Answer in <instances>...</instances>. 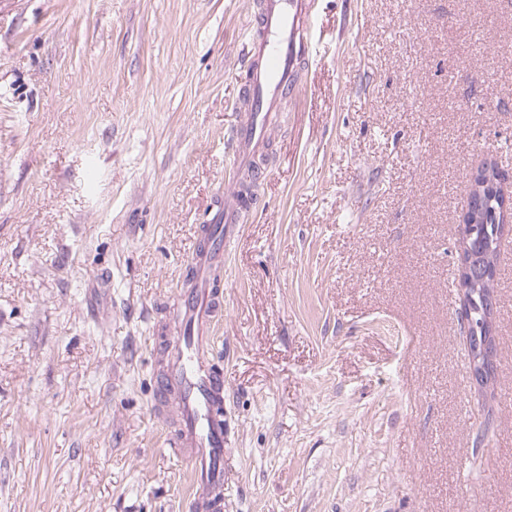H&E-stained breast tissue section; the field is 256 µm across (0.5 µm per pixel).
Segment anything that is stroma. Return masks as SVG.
I'll list each match as a JSON object with an SVG mask.
<instances>
[{
    "mask_svg": "<svg viewBox=\"0 0 512 512\" xmlns=\"http://www.w3.org/2000/svg\"><path fill=\"white\" fill-rule=\"evenodd\" d=\"M259 0H0V512H189L161 342L233 176ZM224 257V512H512V259L479 397L466 175L512 176V0H318ZM487 222L483 225L481 223V217L477 213H470L467 209V203L461 209L460 215V229L458 234V239L456 242V251L459 255L458 257V276H464L467 278L469 288H474V292H478V288L482 283V271L475 270L471 264V259H466V251L468 250V241L472 237V235L476 232H479L481 235L486 236L487 241V249H486V258L491 259L493 256L494 248L493 246L496 243V238L498 234V228H495L493 234L489 232L488 225L486 224H496L495 217L491 215V213H487ZM485 220V221H486Z\"/></svg>",
    "mask_w": 512,
    "mask_h": 512,
    "instance_id": "1",
    "label": "stroma"
}]
</instances>
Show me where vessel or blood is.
<instances>
[{
    "label": "vessel or blood",
    "mask_w": 512,
    "mask_h": 512,
    "mask_svg": "<svg viewBox=\"0 0 512 512\" xmlns=\"http://www.w3.org/2000/svg\"><path fill=\"white\" fill-rule=\"evenodd\" d=\"M315 0H263L251 20L254 30L244 47L252 108L240 121L233 143L237 169L251 167L262 149L285 97L301 92V72L320 56L321 44L313 29ZM242 203L237 182L224 187V208L213 220V237L192 255L195 279L182 289L181 332L170 349L159 377L158 402L175 399L178 429L173 448L190 464L198 491L191 512H220L224 506L223 419L213 411L224 403V380L211 365L215 322L223 286L224 250L240 222Z\"/></svg>",
    "instance_id": "vessel-or-blood-1"
}]
</instances>
